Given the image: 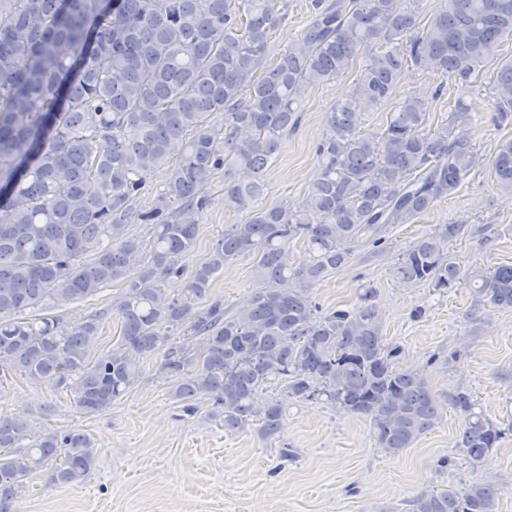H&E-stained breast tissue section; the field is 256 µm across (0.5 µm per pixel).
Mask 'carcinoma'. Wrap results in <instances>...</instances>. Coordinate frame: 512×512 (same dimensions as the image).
Returning a JSON list of instances; mask_svg holds the SVG:
<instances>
[{
  "label": "carcinoma",
  "instance_id": "carcinoma-1",
  "mask_svg": "<svg viewBox=\"0 0 512 512\" xmlns=\"http://www.w3.org/2000/svg\"><path fill=\"white\" fill-rule=\"evenodd\" d=\"M1 14L12 22L0 27V381L65 385L90 416L130 391L141 363L160 352L169 395L213 400L226 430L255 424L263 438L281 439L282 406L255 400L274 383L369 420L391 455L435 428L442 407L422 374L398 366L399 348L384 344L374 291L328 312L311 291L357 249L384 250L395 225L456 194L479 165L464 98L433 129L429 102L415 90L397 94V79L414 66L442 88L470 85L512 43V0H446L423 27L411 0H311L303 49L274 61L285 0H0ZM509 53L489 76L503 126H512ZM361 55L348 93L325 112L304 198L260 204L264 172L300 125L309 87L349 73ZM357 99L395 105L364 133ZM100 139L108 151L97 150ZM228 158L242 178L224 193L245 219L186 277L179 257L196 242L205 187ZM489 166L512 194V139ZM156 171L165 174L156 201L138 211L134 200ZM131 224L146 226L148 240L130 235ZM466 231L437 225L400 255L396 278L440 292L464 281L474 303L512 309V263L464 273L449 257L448 243ZM245 255L263 283L249 305L236 316L220 300L193 311L216 273ZM115 282L119 340L95 358L102 315L71 326L65 311ZM48 307L59 313L36 315ZM448 405L462 417L460 454L482 466L505 429L467 389L450 392ZM95 458L79 429L0 415V512H16L35 473L77 483ZM409 507L497 512L494 490L479 481L420 493Z\"/></svg>",
  "mask_w": 512,
  "mask_h": 512
}]
</instances>
